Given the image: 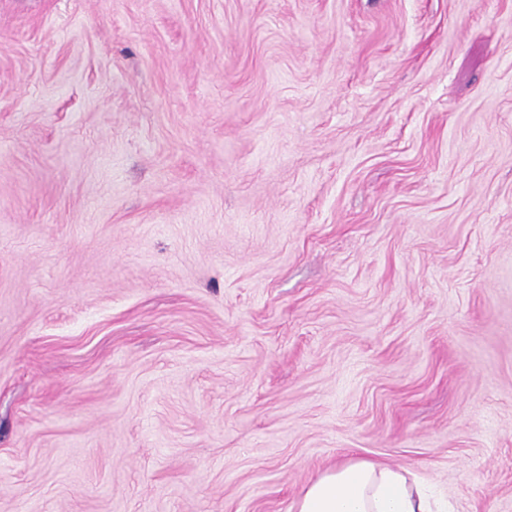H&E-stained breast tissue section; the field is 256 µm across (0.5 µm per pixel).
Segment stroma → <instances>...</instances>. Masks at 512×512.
<instances>
[{"label": "stroma", "mask_w": 512, "mask_h": 512, "mask_svg": "<svg viewBox=\"0 0 512 512\" xmlns=\"http://www.w3.org/2000/svg\"><path fill=\"white\" fill-rule=\"evenodd\" d=\"M512 512V0H0V512ZM413 472L361 458L336 463L305 485L296 512H446Z\"/></svg>", "instance_id": "stroma-1"}]
</instances>
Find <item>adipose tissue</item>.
<instances>
[{
    "label": "adipose tissue",
    "mask_w": 512,
    "mask_h": 512,
    "mask_svg": "<svg viewBox=\"0 0 512 512\" xmlns=\"http://www.w3.org/2000/svg\"><path fill=\"white\" fill-rule=\"evenodd\" d=\"M296 512H441L413 472L361 458L336 463L305 485Z\"/></svg>",
    "instance_id": "ef3b65f1"
}]
</instances>
